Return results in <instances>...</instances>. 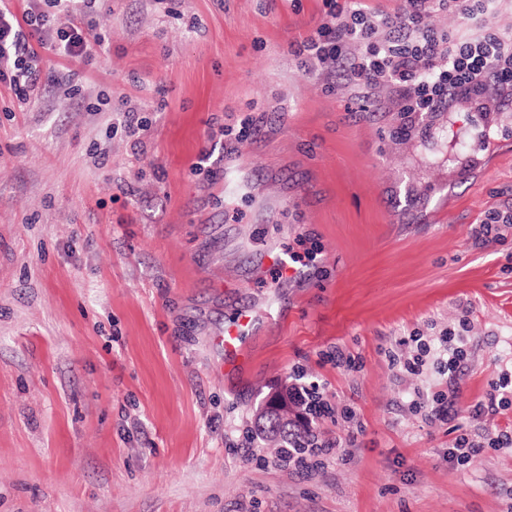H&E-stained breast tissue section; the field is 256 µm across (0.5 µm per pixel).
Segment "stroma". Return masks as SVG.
Wrapping results in <instances>:
<instances>
[{"label": "stroma", "mask_w": 512, "mask_h": 512, "mask_svg": "<svg viewBox=\"0 0 512 512\" xmlns=\"http://www.w3.org/2000/svg\"><path fill=\"white\" fill-rule=\"evenodd\" d=\"M326 13L101 0L92 65L43 49L39 101L0 86V512H512V447L448 463L457 430L512 426L469 412L512 379V224L473 236L512 211V96L407 114L399 88L306 72L291 45ZM299 243L295 279L254 275ZM242 308L259 324L228 377ZM448 333L468 339L453 383ZM297 371L327 430L359 432L308 476L254 430ZM418 391L454 395L457 424ZM259 321L251 311H242L235 322L224 327V372L229 373L247 365L248 338ZM415 399L412 403L420 408H425L426 418L431 421H447L448 423L454 422L459 418L460 411L456 406L453 399L435 397L432 400L424 399V395L419 391L415 393Z\"/></svg>", "instance_id": "stroma-1"}]
</instances>
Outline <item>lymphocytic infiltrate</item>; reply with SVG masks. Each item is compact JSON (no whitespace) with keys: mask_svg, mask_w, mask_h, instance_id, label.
<instances>
[{"mask_svg":"<svg viewBox=\"0 0 512 512\" xmlns=\"http://www.w3.org/2000/svg\"><path fill=\"white\" fill-rule=\"evenodd\" d=\"M24 18H17L7 0H0V83L23 102L38 99L52 75L36 65L44 47L86 64L95 58L100 36L91 35L72 7L73 0H51L44 11L30 0ZM499 0H408L406 10L379 15L330 0L327 18L297 41L294 53L312 68L342 70L354 83L403 89L402 109L433 112L460 98L482 96L489 90L512 93V40L477 32L468 36L439 33L428 21L436 10L455 5L465 20L495 10ZM288 397L300 410L301 427L288 439L281 459L293 470L308 474L324 466L339 445L355 447V434L346 441L330 438L317 424L333 409L318 383L296 372Z\"/></svg>","mask_w":512,"mask_h":512,"instance_id":"obj_1","label":"lymphocytic infiltrate"}]
</instances>
